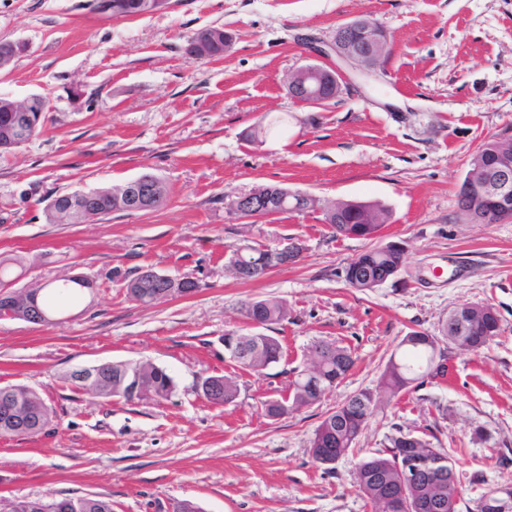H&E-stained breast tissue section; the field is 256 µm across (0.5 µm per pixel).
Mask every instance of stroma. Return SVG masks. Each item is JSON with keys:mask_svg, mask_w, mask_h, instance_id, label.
<instances>
[{"mask_svg": "<svg viewBox=\"0 0 512 512\" xmlns=\"http://www.w3.org/2000/svg\"><path fill=\"white\" fill-rule=\"evenodd\" d=\"M360 18L387 36L376 68L341 64L344 90L321 106L291 98L286 79L318 62L338 27ZM219 26V59L185 51ZM26 52L0 69V97L38 95L42 130L0 152V254L21 259L19 286L85 274L96 286L47 324L0 318V385L35 391L52 411L42 433L0 438V499L97 495L113 512H373L354 479L360 458L412 433L447 450L459 512L512 487V218L469 223L455 198L479 146L512 130V0H170L130 18L91 0H0V43ZM286 118L281 131L269 122ZM150 172L158 208L84 224H50V197ZM282 184L325 200L389 209L376 240L337 235L322 207L238 217L236 197ZM305 247L296 263L244 282L233 248ZM400 244L399 272L360 291L345 267L373 244ZM150 266L199 281L155 305L131 301L126 277ZM443 267L442 278L431 275ZM253 298L286 303L271 333L280 361L257 375L224 358V335L247 330ZM462 303L493 306L500 332L465 354L441 340L442 368L378 403L333 471L310 454L319 423L376 388L404 336H438ZM350 347L355 365L319 402L268 416L289 397L308 346ZM147 360L173 377L166 400H104L75 390L72 370ZM233 374L234 401L199 384Z\"/></svg>", "mask_w": 512, "mask_h": 512, "instance_id": "stroma-1", "label": "stroma"}]
</instances>
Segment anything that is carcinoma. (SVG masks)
<instances>
[{
    "mask_svg": "<svg viewBox=\"0 0 512 512\" xmlns=\"http://www.w3.org/2000/svg\"><path fill=\"white\" fill-rule=\"evenodd\" d=\"M120 16L135 17L158 11L156 0H119ZM224 28L209 27L201 30L192 40L203 36L207 39L205 58L219 59L224 56ZM46 106L40 101L32 103L33 121H26L19 112L0 111V140L4 133H11L14 141H29L41 129ZM270 203L285 212H304L308 206H316L317 199L307 198L302 192H291L284 186H259L255 188ZM72 196L62 193L50 198L44 208L51 224H82L102 213L128 211L123 199L122 186L100 188L96 209L85 214L71 212ZM336 205L325 210V221L336 233L351 238L373 239L384 224L391 219L389 210L376 202L354 201L343 203L339 214ZM404 252L393 245L368 249L354 258L344 270L345 281L360 291L371 290L379 285L394 269L402 266ZM280 247H239L232 251L226 268L240 280L251 281L264 277L269 271L281 266ZM151 268L138 269L126 283L128 297L143 305H152L194 293L200 288L197 281L169 284L151 278ZM91 285L77 276H69L49 284L33 288L37 292L36 305L29 311L14 306L13 297H0V313L30 323H42V315H51L63 304L75 299ZM244 314L253 324L245 333L224 334V355L240 367L262 374L282 356L280 340L268 335L264 329L284 320L288 311L285 304L275 298L252 300L245 304ZM500 331L499 316L490 306L461 304L452 309L442 327V335L463 352H476L492 341ZM438 337L424 332L408 333L400 342V353L390 359L383 372L377 390L365 388L352 395L336 410L330 412L317 426L311 441L314 461L329 471L333 465L321 454L323 448L335 449L336 455L350 450L367 425L366 410L375 408L382 395L393 398L414 382L434 373L435 348ZM354 365L351 349L338 344L318 340L311 344L306 354L305 369L309 374L295 377L292 392L283 401H271L267 412L280 416L288 409H299L319 401L350 372ZM98 372L86 381L69 375L68 380L79 391L99 398H123L127 401L144 397L167 399L175 391V382L166 370L149 361L102 363L94 366ZM205 398L214 405L232 402L237 395L236 382L227 376L215 375L203 381ZM48 406L31 389L20 385L0 386V437H31L39 434L50 422ZM419 454L444 461L443 471L434 473L428 480L405 482L400 466L405 456ZM454 471L447 450L437 448L418 435L402 434L392 439L386 453L366 456L355 469V483L361 494L369 500L375 512L382 509L386 493L402 494L410 502L418 504L430 495H439L448 503L446 512H458L459 492L456 480L448 479ZM0 512H112V503L96 497L81 496L63 499H16L0 508Z\"/></svg>",
    "mask_w": 512,
    "mask_h": 512,
    "instance_id": "obj_1",
    "label": "carcinoma"
}]
</instances>
